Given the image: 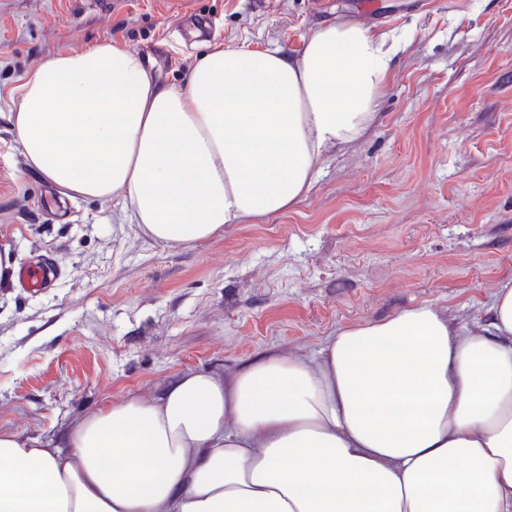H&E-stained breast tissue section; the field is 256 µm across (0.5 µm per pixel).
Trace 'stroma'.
Returning a JSON list of instances; mask_svg holds the SVG:
<instances>
[{
    "label": "stroma",
    "instance_id": "stroma-1",
    "mask_svg": "<svg viewBox=\"0 0 512 512\" xmlns=\"http://www.w3.org/2000/svg\"><path fill=\"white\" fill-rule=\"evenodd\" d=\"M360 0H0V428L57 439L107 401L183 373L312 357L339 328L429 304L486 322L512 278V0H375L400 43L378 117L275 216L165 246L112 199L62 201L30 170L7 91L46 59L112 40L181 84L205 44L301 54ZM63 270L16 285L32 259ZM57 260L47 258L18 269L16 279L21 288L35 291L48 288L59 274Z\"/></svg>",
    "mask_w": 512,
    "mask_h": 512
}]
</instances>
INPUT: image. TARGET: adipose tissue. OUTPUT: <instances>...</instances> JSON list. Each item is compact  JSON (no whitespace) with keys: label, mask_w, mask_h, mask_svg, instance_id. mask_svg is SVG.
<instances>
[{"label":"adipose tissue","mask_w":512,"mask_h":512,"mask_svg":"<svg viewBox=\"0 0 512 512\" xmlns=\"http://www.w3.org/2000/svg\"><path fill=\"white\" fill-rule=\"evenodd\" d=\"M395 51L349 22L300 57L207 46L184 85L112 42L13 90L33 170L67 199L118 198L158 243L276 215L377 117ZM489 324L429 305L189 372L83 416L62 444L0 429V512H512V279Z\"/></svg>","instance_id":"adipose-tissue-1"}]
</instances>
